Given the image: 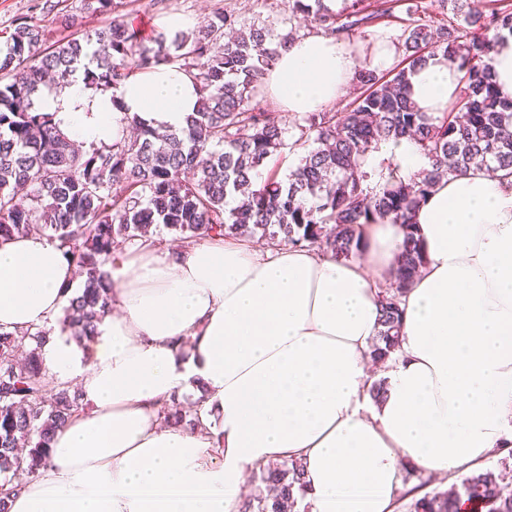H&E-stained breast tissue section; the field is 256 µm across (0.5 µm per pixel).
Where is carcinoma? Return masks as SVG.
<instances>
[{"instance_id": "cac0c4a2", "label": "carcinoma", "mask_w": 512, "mask_h": 512, "mask_svg": "<svg viewBox=\"0 0 512 512\" xmlns=\"http://www.w3.org/2000/svg\"><path fill=\"white\" fill-rule=\"evenodd\" d=\"M335 11L324 0H288V24L309 23L326 36L353 41L360 27L392 14L385 0H342ZM448 25L434 29L417 20L401 34L405 49L394 71H358L362 92L345 112H307L292 118L293 145L305 149L298 165L280 177L285 123L260 107L263 76L291 33L266 25L230 38L236 15L217 11L192 33L153 30L145 37L124 17L92 33L75 31L43 52L45 29L19 16L0 47V241L31 233L57 242L83 277L58 319L77 341L100 334L112 312L107 265L116 251L165 230L183 243L205 236L259 238L295 247H318L339 259L361 255L360 224L390 217L406 226L397 270L380 300L379 327L370 357L386 359L400 348L401 299L425 253L411 217L442 179L465 172L480 159L491 171L512 175V100L496 92L495 40L512 35V0H441ZM124 0H80L85 15L115 14ZM150 45H145V42ZM458 61L459 93L444 112H420L408 75L437 53ZM175 63L194 74L200 106L178 130L138 129L123 143L75 149L55 113L36 98L52 78L61 89L83 73L89 86L117 91L137 70ZM405 136L416 139L430 169L404 183L384 178L385 159L367 171L368 153ZM268 170L260 185L259 169ZM52 329L0 332V475L8 490L0 512H10L18 486L50 464L55 430L84 409L72 386L45 392L42 348ZM165 424L184 428L194 420L178 398ZM420 483L403 497L407 512H512V448L499 470H482L448 492L407 465ZM304 499V469L294 460L260 470L240 512H297Z\"/></svg>"}]
</instances>
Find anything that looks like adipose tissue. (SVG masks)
Masks as SVG:
<instances>
[{"label":"adipose tissue","instance_id":"1","mask_svg":"<svg viewBox=\"0 0 512 512\" xmlns=\"http://www.w3.org/2000/svg\"><path fill=\"white\" fill-rule=\"evenodd\" d=\"M392 62L391 47L356 57L309 33L280 50L263 90L298 117L336 103L356 69ZM410 86L421 111H444L457 61L432 57ZM199 97L190 74L159 63L119 94L78 80L42 106L73 141L109 144L133 115L182 128ZM380 154L404 181L430 166L408 139ZM413 221L426 263L402 299L400 348L381 362L369 348L403 225H360L349 260L240 237L173 255L145 242L119 259L100 336L80 348L55 334L42 349L86 409L10 512H239L248 472L290 459L304 466L307 512H395L403 464L448 485L482 471L512 447V177L474 167L441 180ZM77 281L47 237L0 242V331L51 327ZM174 396L197 427L163 424Z\"/></svg>","mask_w":512,"mask_h":512}]
</instances>
